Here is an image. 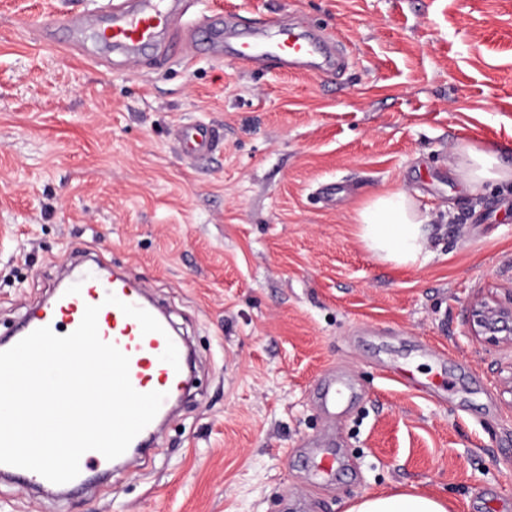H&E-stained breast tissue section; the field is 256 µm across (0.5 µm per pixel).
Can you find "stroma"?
Instances as JSON below:
<instances>
[{
  "label": "stroma",
  "mask_w": 512,
  "mask_h": 512,
  "mask_svg": "<svg viewBox=\"0 0 512 512\" xmlns=\"http://www.w3.org/2000/svg\"><path fill=\"white\" fill-rule=\"evenodd\" d=\"M105 5L0 0V337L86 251L149 289L194 388L149 461L65 495L0 480V512H344L411 488L512 512V353L466 335L472 298L512 289V184L471 196L454 173L463 139L512 163V0H190L188 27L341 36L333 77L225 53L130 70L33 25ZM195 122L222 136L211 157L181 148ZM393 186L432 217L425 266L356 236L355 205Z\"/></svg>",
  "instance_id": "1"
}]
</instances>
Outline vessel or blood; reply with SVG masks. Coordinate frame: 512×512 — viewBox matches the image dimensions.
I'll return each instance as SVG.
<instances>
[{
  "mask_svg": "<svg viewBox=\"0 0 512 512\" xmlns=\"http://www.w3.org/2000/svg\"><path fill=\"white\" fill-rule=\"evenodd\" d=\"M184 10V0H121L106 13L98 29V40L102 45L120 51L130 66L139 65L148 50L166 54L171 48L185 46L192 49L202 42L216 51L228 47L230 55L242 64L268 61L288 70L322 73L334 72L344 65L340 43L326 33L301 34L293 25L279 21L269 33L258 34L214 21L185 33L180 27ZM179 138L184 152L189 155L204 156L220 145L219 134L204 123L183 126ZM110 294L119 302L151 313L156 310L142 287L123 272L115 270L105 277L96 267L82 268L66 287L55 290L51 300L32 311L13 335L0 339V351L13 347L35 329L45 326L60 336L70 334L80 325L86 306H99L100 338L128 356L129 378L136 391L164 393L159 412L167 414L172 402L182 392L184 373L161 361L160 356L166 348L165 336L143 334L137 320L124 315L118 305L106 304L105 299ZM158 427V422H151L134 438L126 452L110 463L117 468L123 467L144 455ZM108 462L99 452H86L80 460L78 476L65 484L51 483L35 472L6 464H0V477L21 481L37 490L65 494L83 486L90 472Z\"/></svg>",
  "mask_w": 512,
  "mask_h": 512,
  "instance_id": "vessel-or-blood-1",
  "label": "vessel or blood"
}]
</instances>
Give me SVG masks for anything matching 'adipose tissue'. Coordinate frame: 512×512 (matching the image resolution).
<instances>
[{
	"instance_id": "obj_1",
	"label": "adipose tissue",
	"mask_w": 512,
	"mask_h": 512,
	"mask_svg": "<svg viewBox=\"0 0 512 512\" xmlns=\"http://www.w3.org/2000/svg\"><path fill=\"white\" fill-rule=\"evenodd\" d=\"M456 152L455 172L470 193H480L490 183L512 182V164L503 162L491 145L463 141ZM354 221L360 242L379 261L420 267L432 257L430 217L402 188L384 189L364 199L354 210ZM345 512H448V505L413 489L357 498Z\"/></svg>"
}]
</instances>
